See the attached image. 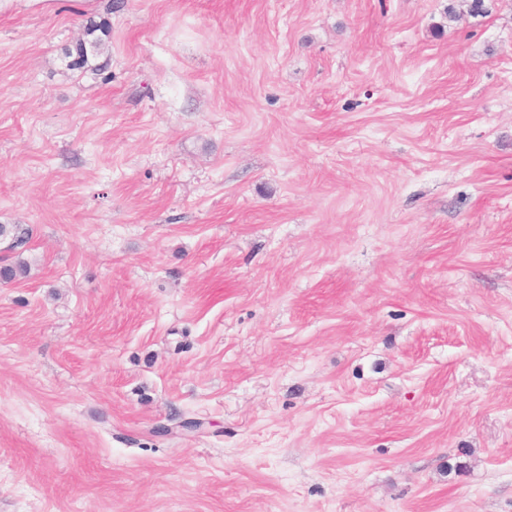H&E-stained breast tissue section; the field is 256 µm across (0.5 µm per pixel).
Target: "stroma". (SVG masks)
<instances>
[{
  "label": "stroma",
  "instance_id": "35a3bbf8",
  "mask_svg": "<svg viewBox=\"0 0 512 512\" xmlns=\"http://www.w3.org/2000/svg\"><path fill=\"white\" fill-rule=\"evenodd\" d=\"M470 3L0 0V512H512Z\"/></svg>",
  "mask_w": 512,
  "mask_h": 512
}]
</instances>
